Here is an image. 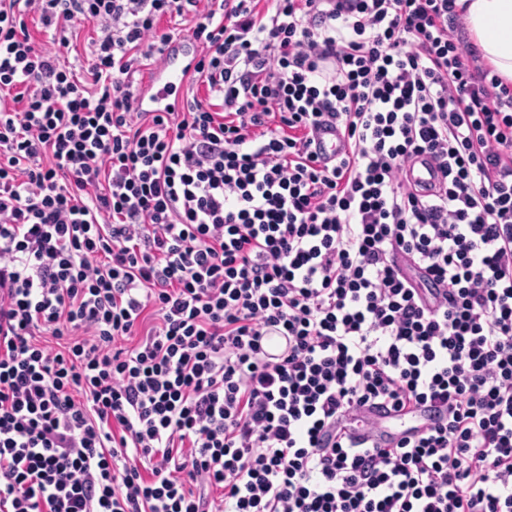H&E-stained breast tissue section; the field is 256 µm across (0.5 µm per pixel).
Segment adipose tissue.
Returning <instances> with one entry per match:
<instances>
[{"label": "adipose tissue", "instance_id": "obj_1", "mask_svg": "<svg viewBox=\"0 0 512 512\" xmlns=\"http://www.w3.org/2000/svg\"><path fill=\"white\" fill-rule=\"evenodd\" d=\"M482 60L504 81L512 82V0H457Z\"/></svg>", "mask_w": 512, "mask_h": 512}]
</instances>
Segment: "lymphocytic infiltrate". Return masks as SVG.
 <instances>
[{"instance_id":"lymphocytic-infiltrate-1","label":"lymphocytic infiltrate","mask_w":512,"mask_h":512,"mask_svg":"<svg viewBox=\"0 0 512 512\" xmlns=\"http://www.w3.org/2000/svg\"><path fill=\"white\" fill-rule=\"evenodd\" d=\"M259 2L0 0V512H512V83L456 0ZM97 38V28L93 24H80L79 37L70 48L58 47L60 54L77 70H86L92 63V43ZM183 67L182 62L175 57L170 58L161 69L155 71L151 78L141 85L142 91L136 100V109L165 112L164 107L168 103L171 112H178L176 103L183 84ZM172 96H174V103H165ZM347 148V139L340 126L325 125L313 135L312 150L325 161L340 157ZM410 178L412 181L429 186L441 180V174L427 157H418L410 163Z\"/></svg>"}]
</instances>
